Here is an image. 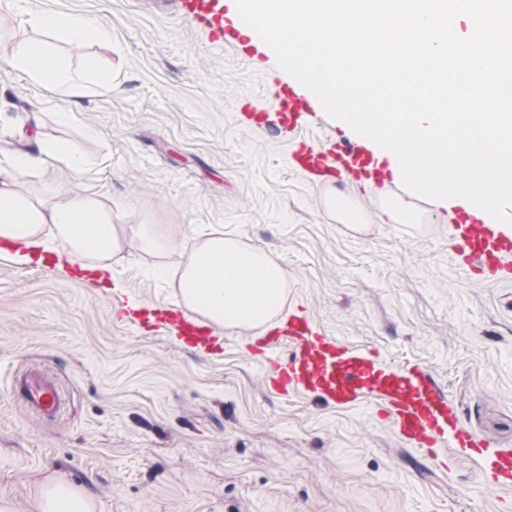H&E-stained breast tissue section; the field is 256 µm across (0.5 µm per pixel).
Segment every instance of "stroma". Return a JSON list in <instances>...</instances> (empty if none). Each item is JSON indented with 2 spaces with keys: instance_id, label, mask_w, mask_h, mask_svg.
<instances>
[{
  "instance_id": "1",
  "label": "stroma",
  "mask_w": 512,
  "mask_h": 512,
  "mask_svg": "<svg viewBox=\"0 0 512 512\" xmlns=\"http://www.w3.org/2000/svg\"><path fill=\"white\" fill-rule=\"evenodd\" d=\"M166 2L0 0L5 43L36 37L27 19L39 12L96 18L111 44L52 45L77 64L98 57L113 76L71 97L0 68V170L16 173L38 139L66 138L85 175L51 165L45 179L129 205L111 276L53 248L28 263L19 244L0 250V498L33 512L42 487L60 481L96 512H498L478 461L420 456L372 404L269 389L239 328L220 329L224 350L210 358L116 316L126 298L182 305L176 268L223 232L285 267L283 310L303 306L390 366L426 364L465 428L512 448V285L455 265L452 204L404 188L356 196L361 224L344 223L290 168L285 141L236 120L242 99L273 102V51L253 68ZM87 125L97 137L83 136ZM394 207L418 223H389ZM145 224L181 250H138ZM26 373L61 389L55 420L15 391Z\"/></svg>"
}]
</instances>
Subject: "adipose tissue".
I'll list each match as a JSON object with an SVG mask.
<instances>
[{
	"label": "adipose tissue",
	"instance_id": "obj_1",
	"mask_svg": "<svg viewBox=\"0 0 512 512\" xmlns=\"http://www.w3.org/2000/svg\"><path fill=\"white\" fill-rule=\"evenodd\" d=\"M30 23L75 46L112 39L108 28L81 14H36ZM0 63L27 72L39 84L67 88L75 96L88 82L110 80L96 59H85L82 70H74L69 55L52 52L37 39L0 45ZM51 161L63 163L77 179L86 170L85 160L65 140L38 141L35 152L24 154L22 169L26 176L39 178ZM125 215L123 205H106L76 189L46 187L41 195L30 196L15 180L0 181V239L30 249L50 238L73 263L118 251L117 229ZM287 286L288 272L275 258L221 235L203 242L180 275L186 308L219 326L261 325L278 313Z\"/></svg>",
	"mask_w": 512,
	"mask_h": 512
}]
</instances>
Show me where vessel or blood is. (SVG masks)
Masks as SVG:
<instances>
[{"label":"vessel or blood","mask_w":512,"mask_h":512,"mask_svg":"<svg viewBox=\"0 0 512 512\" xmlns=\"http://www.w3.org/2000/svg\"><path fill=\"white\" fill-rule=\"evenodd\" d=\"M183 17L204 30L213 43L233 47L250 57L256 48L252 30L232 16L224 0H176ZM276 107L267 109L247 99L240 106L242 122L277 135L292 134L291 168L305 175L312 186L337 185L357 193L398 188L402 176L392 158L375 151L358 135L336 133L312 141L303 131L322 106L314 93L282 83L276 90ZM454 262L481 281L512 282V229L467 202L454 213ZM157 325L176 331L184 344L204 352L219 350L215 329L200 317L175 306L154 307ZM252 355L267 356V384L282 394L313 395L326 402L356 407L375 402L394 433L426 456L445 449L479 461L486 485L512 489V451H490L486 442L464 428L457 410L422 364L404 369L387 365L370 349L342 344L329 336L303 309L289 312L251 337ZM19 391L43 419H53L62 398L57 385L41 376L25 378Z\"/></svg>","instance_id":"1"}]
</instances>
